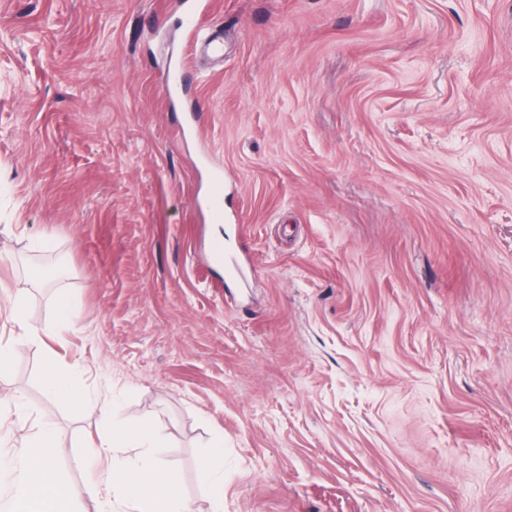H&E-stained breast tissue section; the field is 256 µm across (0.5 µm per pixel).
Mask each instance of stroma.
I'll return each mask as SVG.
<instances>
[{
  "label": "stroma",
  "mask_w": 512,
  "mask_h": 512,
  "mask_svg": "<svg viewBox=\"0 0 512 512\" xmlns=\"http://www.w3.org/2000/svg\"><path fill=\"white\" fill-rule=\"evenodd\" d=\"M195 2L0 0V339L21 288L42 335L0 397L78 512L106 470L51 353L196 512L217 433L224 512H512V0ZM76 309L77 304L72 298L61 297L57 303L56 317L49 335L57 336L68 329L72 324ZM45 391L51 397H64L79 409L94 411L81 374L72 365L60 362L49 354L43 371Z\"/></svg>",
  "instance_id": "obj_1"
}]
</instances>
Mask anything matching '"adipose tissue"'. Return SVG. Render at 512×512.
Here are the masks:
<instances>
[{
	"instance_id": "adipose-tissue-1",
	"label": "adipose tissue",
	"mask_w": 512,
	"mask_h": 512,
	"mask_svg": "<svg viewBox=\"0 0 512 512\" xmlns=\"http://www.w3.org/2000/svg\"><path fill=\"white\" fill-rule=\"evenodd\" d=\"M45 391L63 397L80 409H92L81 374L74 366L47 357L43 371ZM23 432L22 452L16 464L0 456V469L15 467L10 496L0 512H72L74 488L59 475V451L51 423L36 422L26 412L16 414ZM162 444L159 431L144 423H124L103 417L96 458H108V493L100 512H195L179 486L169 477L155 450ZM137 449L133 462H125L126 449ZM201 478L207 488L209 512H224V437L210 441Z\"/></svg>"
}]
</instances>
